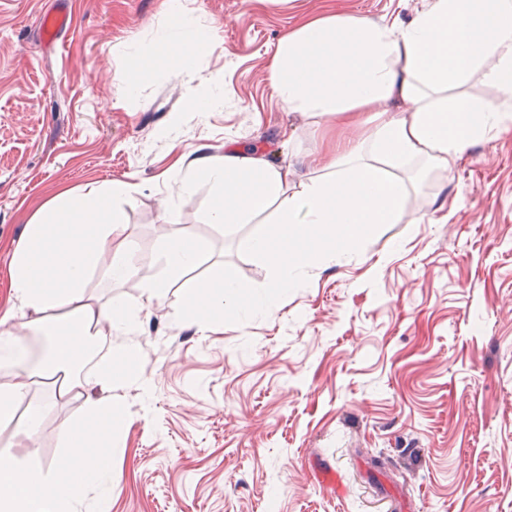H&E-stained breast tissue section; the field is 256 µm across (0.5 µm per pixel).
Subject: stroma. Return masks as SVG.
Wrapping results in <instances>:
<instances>
[{"instance_id": "obj_1", "label": "stroma", "mask_w": 512, "mask_h": 512, "mask_svg": "<svg viewBox=\"0 0 512 512\" xmlns=\"http://www.w3.org/2000/svg\"><path fill=\"white\" fill-rule=\"evenodd\" d=\"M166 0H0V314L3 276L27 224L58 194L123 180L115 242L134 279L90 294L139 301L162 269L163 209L202 247L196 281L231 269L263 289L270 261L248 247L258 224H209L208 188L178 199L199 147L254 150L302 177L305 155L337 137L335 117L288 111L270 81L280 39L343 12L410 20L428 0H184L218 49L197 84L222 108L191 112L171 79L125 98L132 65L157 56ZM67 6L56 46L40 17ZM402 220L348 258L309 271L271 310L209 332L180 315L184 291L145 308L134 334L139 382L116 389L127 425L112 435V512H512V129L471 145L450 171H408ZM84 396L56 405L37 438L0 426V454L47 465ZM336 475L322 480L323 471Z\"/></svg>"}]
</instances>
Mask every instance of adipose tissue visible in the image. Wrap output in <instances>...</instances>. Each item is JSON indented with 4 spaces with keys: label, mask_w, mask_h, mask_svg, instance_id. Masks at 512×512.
I'll return each mask as SVG.
<instances>
[{
    "label": "adipose tissue",
    "mask_w": 512,
    "mask_h": 512,
    "mask_svg": "<svg viewBox=\"0 0 512 512\" xmlns=\"http://www.w3.org/2000/svg\"><path fill=\"white\" fill-rule=\"evenodd\" d=\"M170 25L157 42L161 59L134 64L128 94L156 75L186 89L188 107L209 112L224 101L221 85L205 93L193 85L203 58L215 47L182 0L168 4ZM512 87V0H430L409 21H371L335 14L307 20L276 48L271 82L291 112L332 115L342 125L366 130L367 148L343 139L335 150L314 157L328 169L323 178L290 183L288 167L263 156L225 147L200 151L178 175V195L192 197L200 186L211 193L210 223L249 224L267 209L275 217L249 240L253 254L271 260L274 279L261 293L244 297L233 271L219 270L194 283L183 307L201 331L223 324L225 315L269 310L303 272L350 253L360 236L379 224L395 223L411 191L402 173L418 164L451 169L473 143L501 130L507 113L485 105L464 88L474 75ZM400 111H392V104ZM370 160H363L362 151ZM130 184L115 181L58 197L44 207L13 250L7 272L16 311L27 312L18 330L0 335V423L25 408L29 436H37L52 403L89 392L83 416L61 433L64 453L48 468H26L0 454V512H110L112 433L127 413L113 388L135 383L126 363L137 355L130 338L145 304L167 295L198 264L200 249L173 229L175 211L164 210L162 275L149 281L139 301L98 304L87 296L94 275L120 285L136 267L112 235L124 222L122 201ZM16 311L0 315V324ZM49 333L50 344L34 356L32 337ZM116 335L107 362L85 375L80 361L106 336ZM52 384L47 401L27 403L35 382ZM102 488L97 502L89 490Z\"/></svg>",
    "instance_id": "1"
}]
</instances>
